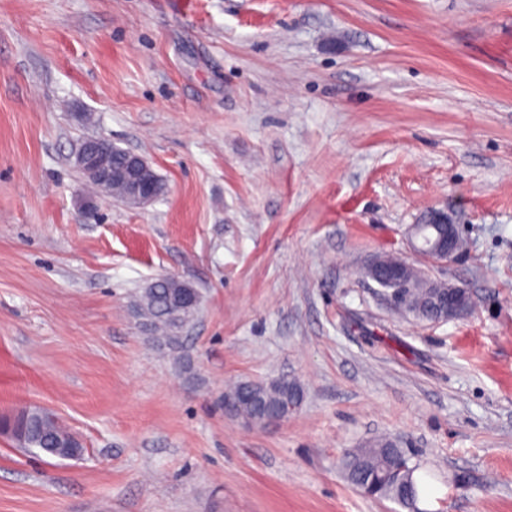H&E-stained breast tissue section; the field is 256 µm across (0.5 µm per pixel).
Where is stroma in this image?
<instances>
[{"label":"stroma","instance_id":"35a3bbf8","mask_svg":"<svg viewBox=\"0 0 512 512\" xmlns=\"http://www.w3.org/2000/svg\"><path fill=\"white\" fill-rule=\"evenodd\" d=\"M146 157L142 207L97 196L87 138ZM460 227L427 263L406 231ZM392 253L470 290L422 323L366 278ZM192 283L178 343L134 309ZM295 378L256 426L224 388ZM0 512H403L337 467L386 436L420 512H512V0H0ZM432 224H412L409 244L411 249L431 262H448L459 253L460 237L448 211L432 210ZM436 288H445L443 294L444 304L447 306V314L443 319L459 317L469 313L474 307L472 295L462 286L433 282ZM447 288V289H446ZM249 382H241L229 387L224 391V399L230 396V412L242 417L255 416L248 418V422L257 425H270L279 423L288 419L290 415L298 410L303 400V390L300 386L292 390L288 394V399L280 404L277 408L271 409L261 401L255 404L249 399L246 392V384ZM38 411V417L22 428L25 432L23 443L16 436L17 426L13 427L11 433L16 441L24 449H37L39 453L47 457L59 459L80 457L85 451L83 444H79L66 427L56 424L52 415L41 410Z\"/></svg>","mask_w":512,"mask_h":512}]
</instances>
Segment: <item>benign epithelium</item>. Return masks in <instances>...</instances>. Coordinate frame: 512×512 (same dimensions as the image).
I'll list each match as a JSON object with an SVG mask.
<instances>
[{
	"label": "benign epithelium",
	"mask_w": 512,
	"mask_h": 512,
	"mask_svg": "<svg viewBox=\"0 0 512 512\" xmlns=\"http://www.w3.org/2000/svg\"><path fill=\"white\" fill-rule=\"evenodd\" d=\"M103 138L85 141L76 154L78 167L84 171L102 191L112 184L115 177L127 181L129 194L137 205L143 206L153 201L158 193L157 181L160 176L152 164L143 156L128 151L122 153L121 166L116 170H105L99 163V146ZM434 222L431 224H413L410 227L409 244L411 249L432 262H446L459 253L460 237L458 227L446 210L431 211ZM410 264L402 261L397 264L383 265L379 258H374L365 269V277L382 288L411 287L407 270ZM444 289L443 300L447 306L445 318L459 317L469 313L474 307L472 295L462 286L434 283ZM201 304L199 291L185 286L174 306L197 312ZM303 400V390L295 388L288 394V399L277 408L271 409L261 401L256 402L255 416L248 422L257 425H270L288 419L298 410Z\"/></svg>",
	"instance_id": "7a95c632"
}]
</instances>
